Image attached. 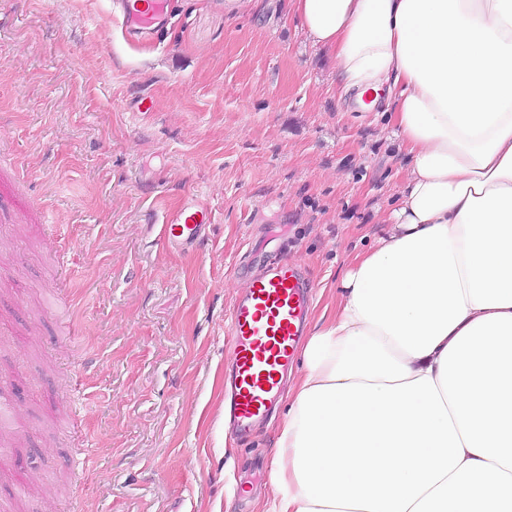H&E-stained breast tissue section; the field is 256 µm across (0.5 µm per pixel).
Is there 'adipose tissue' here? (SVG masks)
<instances>
[{
	"instance_id": "obj_1",
	"label": "adipose tissue",
	"mask_w": 512,
	"mask_h": 512,
	"mask_svg": "<svg viewBox=\"0 0 512 512\" xmlns=\"http://www.w3.org/2000/svg\"><path fill=\"white\" fill-rule=\"evenodd\" d=\"M408 165L301 348L266 512H512V0H290Z\"/></svg>"
}]
</instances>
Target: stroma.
Listing matches in <instances>:
<instances>
[{"mask_svg":"<svg viewBox=\"0 0 512 512\" xmlns=\"http://www.w3.org/2000/svg\"><path fill=\"white\" fill-rule=\"evenodd\" d=\"M337 82L288 0H179L162 48L126 38L115 0H0V410L39 512H263L288 401L248 440L225 427L229 310L285 254L307 327L330 317L403 185L398 141ZM184 200L213 211L193 251L158 237Z\"/></svg>","mask_w":512,"mask_h":512,"instance_id":"35a3bbf8","label":"stroma"}]
</instances>
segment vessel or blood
<instances>
[{
    "label": "vessel or blood",
    "mask_w": 512,
    "mask_h": 512,
    "mask_svg": "<svg viewBox=\"0 0 512 512\" xmlns=\"http://www.w3.org/2000/svg\"><path fill=\"white\" fill-rule=\"evenodd\" d=\"M160 11L146 8L127 13L126 31L131 40L155 41L174 0H163ZM212 212L197 204L172 212L159 226L160 239L171 247L193 249L205 237ZM310 283L296 262L280 259L252 279L230 310L234 338L224 360L231 387L227 404L236 436L247 439L254 426L275 409L281 385L304 330L311 300Z\"/></svg>",
    "instance_id": "vessel-or-blood-1"
}]
</instances>
